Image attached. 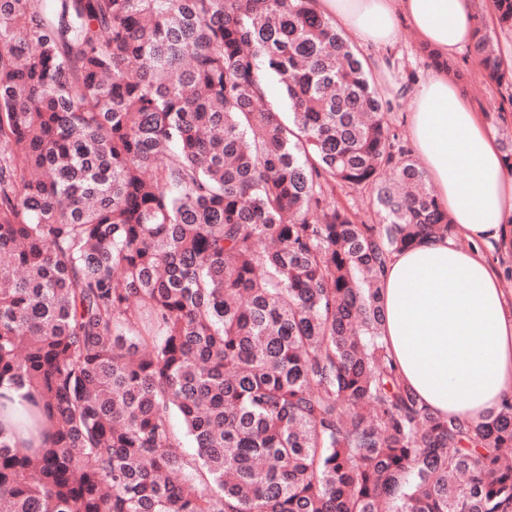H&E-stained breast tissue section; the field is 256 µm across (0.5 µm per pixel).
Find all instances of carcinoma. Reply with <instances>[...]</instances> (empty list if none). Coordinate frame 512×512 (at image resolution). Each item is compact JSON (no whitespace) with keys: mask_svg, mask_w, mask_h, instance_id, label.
<instances>
[{"mask_svg":"<svg viewBox=\"0 0 512 512\" xmlns=\"http://www.w3.org/2000/svg\"><path fill=\"white\" fill-rule=\"evenodd\" d=\"M314 2L0 0L7 512H512V401L443 420L380 336L389 256L452 225ZM370 194L364 192H350L348 194L338 192V199L354 207L359 219L367 224H378L379 218L370 205Z\"/></svg>","mask_w":512,"mask_h":512,"instance_id":"carcinoma-1","label":"carcinoma"}]
</instances>
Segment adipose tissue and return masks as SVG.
<instances>
[{"mask_svg": "<svg viewBox=\"0 0 512 512\" xmlns=\"http://www.w3.org/2000/svg\"><path fill=\"white\" fill-rule=\"evenodd\" d=\"M350 39L387 52L406 21L441 58L471 43L473 0H317ZM412 147L454 224L390 255L380 278L381 334L400 375L435 414L477 424L512 400V298L484 248L512 237V171L494 128L464 90L436 70L410 89ZM470 241L460 249L455 237Z\"/></svg>", "mask_w": 512, "mask_h": 512, "instance_id": "1", "label": "adipose tissue"}]
</instances>
